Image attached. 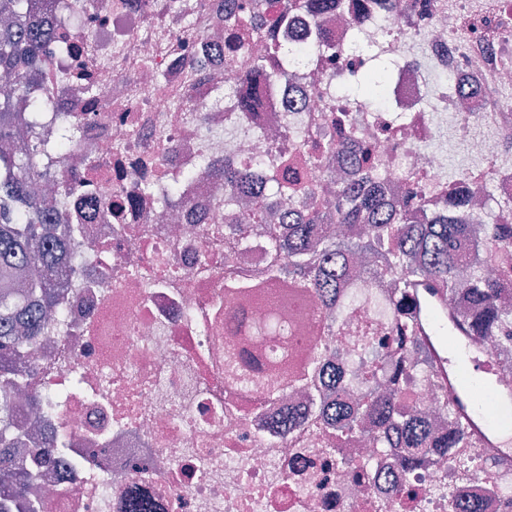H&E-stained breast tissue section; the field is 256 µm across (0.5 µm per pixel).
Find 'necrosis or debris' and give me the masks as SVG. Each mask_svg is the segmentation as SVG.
Segmentation results:
<instances>
[{
    "mask_svg": "<svg viewBox=\"0 0 512 512\" xmlns=\"http://www.w3.org/2000/svg\"><path fill=\"white\" fill-rule=\"evenodd\" d=\"M168 2L55 0L51 97L26 138L51 143L62 123L75 128L32 185L35 197L62 201L49 233L75 260L58 274L59 324L16 359L25 397L8 428L50 451L31 486L36 512H127L132 497L155 512H451L464 497L506 512L512 468L488 466L486 449H463V473L448 459L405 469L396 449L341 445L309 423L277 433L307 396L227 385L229 340L291 370L319 343L330 368L364 377L387 349L373 345L361 362L350 350L388 291L369 289L373 307L339 317L286 283L225 288L226 267L252 276L268 265L282 220L250 225L225 251L224 165L302 181L313 199L327 191L320 168L286 159L350 130L372 147L369 175L389 195L410 187L439 209L456 188L441 145L452 133L478 162L467 186L482 185L489 166L495 198L512 201V0H341L317 20L294 0H270L291 19L283 40L293 50L273 82L245 77L262 40L226 65L224 0H178L187 13L177 18ZM316 23L320 41L310 38ZM376 50L395 63L382 96L351 94ZM161 181L177 186L163 205L140 192ZM71 182L78 193H67ZM273 317L288 335H244ZM35 395L52 411L33 426Z\"/></svg>",
    "mask_w": 512,
    "mask_h": 512,
    "instance_id": "4bbe7bcc",
    "label": "necrosis or debris"
}]
</instances>
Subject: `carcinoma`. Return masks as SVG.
<instances>
[{"instance_id":"carcinoma-1","label":"carcinoma","mask_w":512,"mask_h":512,"mask_svg":"<svg viewBox=\"0 0 512 512\" xmlns=\"http://www.w3.org/2000/svg\"><path fill=\"white\" fill-rule=\"evenodd\" d=\"M54 0H0V14L10 22L0 28V70L14 75L18 89L37 85L44 69L43 45ZM338 0H304L303 10L319 17L336 9ZM268 25L260 14L233 15L228 48H244ZM288 66V49L275 39L265 42V57L253 60L250 75L265 80L282 75ZM388 76L369 72L360 89L367 98L377 96ZM12 111V98H0V279L18 283V290L0 288V424L7 423L14 399L20 392L6 376L24 344L34 351L45 341L50 321L56 272L52 267L68 257L62 241L43 239L44 224L54 218L52 202L27 195L28 184L38 174L43 144H24L21 125ZM342 151L353 162L369 166L371 152L357 155L354 135L339 144L328 143L323 153ZM251 172L224 164V249L233 251L251 224L262 220L264 206L252 214L235 209L236 188L253 185ZM267 196H298L288 182L266 177ZM473 193L453 192L446 208L432 212L409 202L389 199L375 186H361L347 179L336 185L333 196L316 205H305L284 233L271 234V260L264 272L269 280L299 279L323 308H336L341 319L344 289L364 288L373 280L392 281L389 326L385 337L394 354L391 371L381 385L357 401L345 390L342 375L334 377L333 406L316 409L320 421L333 428L336 440H370L375 448H398L404 466L410 468L429 457H451L459 448H475L479 440L459 417L448 389L438 378L432 357L407 316L410 288L418 281L434 284L450 295H460L466 310L458 319L472 336H497L501 354L512 356V306L504 299L512 294V265L498 264L512 254V224L478 221L471 210ZM470 268L460 280L459 265ZM325 356L315 346L306 370L288 375L273 373L255 378L238 364L232 346L224 348V374L234 384L249 383L268 396H280L305 384ZM423 377L435 387L439 408L448 416V430L439 432L408 402L404 382ZM44 455L40 448H19L0 429V481L11 486L17 498L37 478L31 463Z\"/></svg>"}]
</instances>
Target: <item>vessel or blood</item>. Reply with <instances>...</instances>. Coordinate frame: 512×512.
I'll list each match as a JSON object with an SVG mask.
<instances>
[{
	"label": "vessel or blood",
	"mask_w": 512,
	"mask_h": 512,
	"mask_svg": "<svg viewBox=\"0 0 512 512\" xmlns=\"http://www.w3.org/2000/svg\"><path fill=\"white\" fill-rule=\"evenodd\" d=\"M409 315L414 319L421 340L429 347L440 377L455 392L459 409L471 432L479 436L488 447L494 448L500 458L512 457V435L493 431L484 407L471 403L462 388L464 379H480L491 372L489 360L472 356L463 364L456 363L448 350L456 343H468L466 326L448 313V304L439 289L415 286L410 293Z\"/></svg>",
	"instance_id": "obj_1"
}]
</instances>
